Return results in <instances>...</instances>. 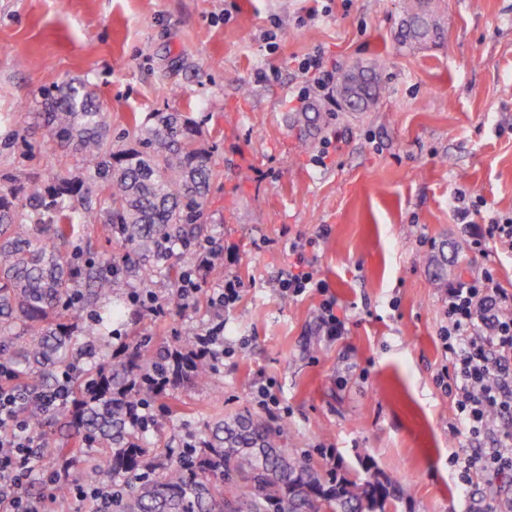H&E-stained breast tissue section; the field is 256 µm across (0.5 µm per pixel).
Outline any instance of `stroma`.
I'll use <instances>...</instances> for the list:
<instances>
[{"label":"stroma","mask_w":512,"mask_h":512,"mask_svg":"<svg viewBox=\"0 0 512 512\" xmlns=\"http://www.w3.org/2000/svg\"><path fill=\"white\" fill-rule=\"evenodd\" d=\"M402 0H0V174L29 181L73 168L69 151L38 127L39 92L71 81L94 93L113 139L134 144L131 116L176 110L211 149L208 238L236 253L223 267L244 282L225 316L233 351L203 391L175 390L153 448H177L217 418L260 415L287 425L288 446L314 466L373 470L402 487L391 512H478L512 500V482L457 490L465 436L437 383L446 362L448 281L494 267L512 291V254L465 251L447 281L425 262L467 240L455 206L512 216V0H431L438 42L404 47ZM318 57L325 69L382 67L386 91L365 112L316 97L298 103ZM325 165L314 161L325 144ZM326 237H319L320 229ZM312 239L323 278L353 325L328 342L315 322L320 295L282 298L273 286L295 263L288 241ZM162 318L133 303L114 321L112 344L152 340L163 350L196 307L170 302ZM275 383L279 409L253 399L257 373Z\"/></svg>","instance_id":"35a3bbf8"}]
</instances>
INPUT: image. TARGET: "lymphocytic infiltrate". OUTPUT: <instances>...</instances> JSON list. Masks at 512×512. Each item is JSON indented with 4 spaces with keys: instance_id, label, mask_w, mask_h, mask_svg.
Instances as JSON below:
<instances>
[{
    "instance_id": "obj_1",
    "label": "lymphocytic infiltrate",
    "mask_w": 512,
    "mask_h": 512,
    "mask_svg": "<svg viewBox=\"0 0 512 512\" xmlns=\"http://www.w3.org/2000/svg\"><path fill=\"white\" fill-rule=\"evenodd\" d=\"M307 245L301 237L290 242L289 252L303 256L304 261L280 271L275 288L286 298L319 293V331L335 341L348 335L350 320L330 295L316 259L306 258ZM222 259V250L199 247L195 263L180 282L181 297L194 299L206 287L211 267ZM242 286V280L232 275L209 294L214 316L198 329L194 351L212 365L221 363L229 343L221 314L237 302ZM446 313L448 324L441 330V339L447 363L437 381L453 400V433L476 444L457 476L459 489L466 495L475 480L491 488L503 477H512V292L499 285L491 267L481 278L449 287ZM93 357V350H85L81 361L70 364L53 386L44 389L24 383L11 364L0 361V512H51L49 500H33L20 492L25 482L41 476L31 464L33 439L26 414L32 408L50 413L70 405L72 375L80 370L82 360ZM41 477L53 485L58 482L53 471Z\"/></svg>"
}]
</instances>
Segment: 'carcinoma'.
<instances>
[{
	"instance_id": "cac0c4a2",
	"label": "carcinoma",
	"mask_w": 512,
	"mask_h": 512,
	"mask_svg": "<svg viewBox=\"0 0 512 512\" xmlns=\"http://www.w3.org/2000/svg\"><path fill=\"white\" fill-rule=\"evenodd\" d=\"M403 46L440 37L427 0H403ZM343 106L363 112L381 97L378 74L360 64L340 73ZM44 136L70 147L75 170L50 168L27 186L0 179V359L39 387L75 359L78 343L109 338L112 306L132 277L165 270L178 296L181 268L173 247L206 241L201 219L209 195L211 154L196 126L176 111L153 112L134 145L116 144L108 116L91 92L72 82L40 92ZM104 224L136 261L90 258L76 224ZM91 308L90 317L77 311ZM197 329L180 330L170 352H185ZM214 368L177 364L144 339L120 358L95 362L73 381L78 405L61 407V426L103 455L75 475L85 486L112 484V512H390L392 482L376 473H321L287 448L288 428L239 414L205 425L195 452L143 447L142 416L174 386L206 388Z\"/></svg>"
}]
</instances>
